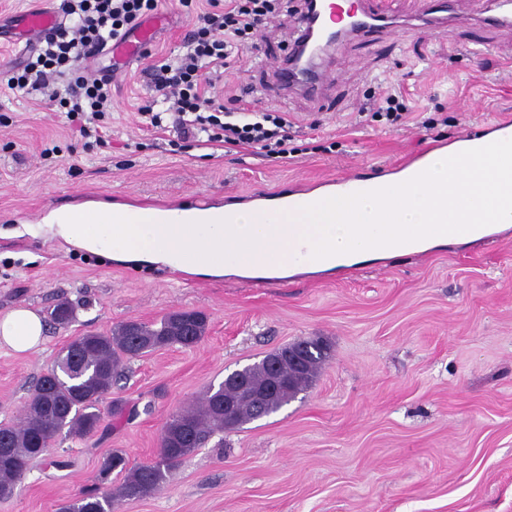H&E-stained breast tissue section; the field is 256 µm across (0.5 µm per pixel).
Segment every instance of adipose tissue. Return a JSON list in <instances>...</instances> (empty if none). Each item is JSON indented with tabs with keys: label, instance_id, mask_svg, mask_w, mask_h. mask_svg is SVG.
Returning <instances> with one entry per match:
<instances>
[{
	"label": "adipose tissue",
	"instance_id": "adipose-tissue-1",
	"mask_svg": "<svg viewBox=\"0 0 512 512\" xmlns=\"http://www.w3.org/2000/svg\"><path fill=\"white\" fill-rule=\"evenodd\" d=\"M503 138L495 131L431 153L421 172L365 181L353 190L319 188L307 194L190 208H141L82 203L48 210L40 223L0 227V238L24 234L104 256L132 267H166L204 278L284 277L327 272L351 261L369 262L447 244L442 218L475 223L481 211H508L512 196L496 187L498 161L489 156ZM464 177L466 191L448 184ZM46 325L20 306L0 315V348L38 350Z\"/></svg>",
	"mask_w": 512,
	"mask_h": 512
}]
</instances>
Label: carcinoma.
<instances>
[{
    "instance_id": "carcinoma-1",
    "label": "carcinoma",
    "mask_w": 512,
    "mask_h": 512,
    "mask_svg": "<svg viewBox=\"0 0 512 512\" xmlns=\"http://www.w3.org/2000/svg\"><path fill=\"white\" fill-rule=\"evenodd\" d=\"M75 307L67 300L54 305L50 312L59 324L74 318ZM206 317L198 311H173L157 323L138 320L123 322L107 333H86L65 347L56 363L33 386L23 417L16 424H0V499L11 497L31 463L51 448L61 433L75 437L96 434L103 423V413L124 417L125 405L119 400L106 401L112 385L123 376V363L158 348L179 345L192 347L205 335ZM304 355L299 370L280 366L285 385L261 401L248 392H234L240 376L253 385L269 379V357L248 365L228 376L218 388L210 387L198 404L171 416L160 441L157 457L147 463L128 467L125 455L114 450L99 469L102 490L84 494L60 508V512H112V501L119 497L137 500L158 490L168 474L213 436L230 429L238 430L260 415L277 412L309 388L319 369L330 357L329 345L320 339L292 343ZM235 399L237 424L224 425V398ZM123 475L112 488L111 475Z\"/></svg>"
}]
</instances>
